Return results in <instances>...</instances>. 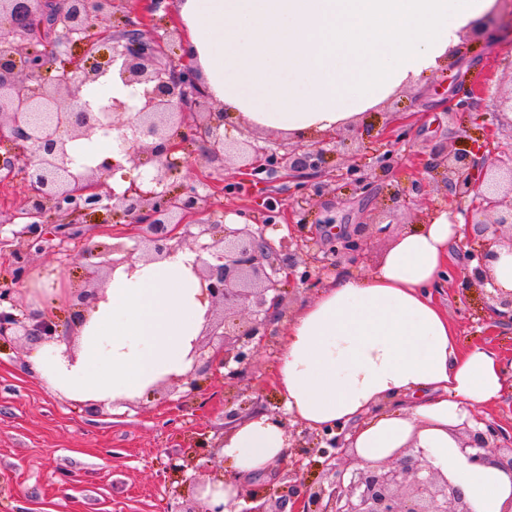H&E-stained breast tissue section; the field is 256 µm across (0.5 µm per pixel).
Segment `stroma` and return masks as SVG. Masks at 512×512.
I'll use <instances>...</instances> for the list:
<instances>
[{
	"label": "stroma",
	"instance_id": "35a3bbf8",
	"mask_svg": "<svg viewBox=\"0 0 512 512\" xmlns=\"http://www.w3.org/2000/svg\"><path fill=\"white\" fill-rule=\"evenodd\" d=\"M472 77L492 76L500 89H512V40L501 37L484 22H476L461 36L450 67L423 77L398 90L377 109L346 126V133L362 132L366 151L357 159L371 175V191L361 195L336 178L344 161L341 152H328L324 173L318 176L320 192L284 178L269 184H242L238 193L223 192L225 183L240 176L238 160L201 158L197 147L185 153L190 166L168 177L178 187L200 183L205 209L216 219L238 214L244 223L262 226L273 242L287 241L281 258L303 264L310 255H325L339 233L353 232L368 213L387 203L390 185H411L423 180L422 166L431 148L482 149L505 157L512 154V133L497 125L490 101L470 102V88L454 84L455 69ZM390 155V170L376 167L378 156ZM26 188L20 177L0 178V281L11 280L9 228L18 223ZM302 201L307 215L303 225L267 223L269 198ZM459 211L455 200L441 201L432 183L409 206L395 211L386 230L366 226L362 259L351 263L335 258L322 280L344 273L366 275L381 264L400 231L418 226L422 214L436 203ZM137 229L128 223L84 224L78 235L45 240L43 251L33 254L18 299L22 309L57 311L68 319L78 308L76 291L82 286V266L88 252L107 260L116 243L134 247ZM477 245L468 238L451 248V278L435 290V302L448 319L462 345L484 343L512 363V324L491 318L486 288L473 285L468 256ZM281 327L256 347L253 362L235 385L221 376H202L194 397H187L179 382H161L154 393L117 401L92 413L83 403L48 393L26 365V342L0 341V512H165L180 481L167 473L171 455L193 445L197 437L217 438L224 430V413L251 408L283 414V404L273 384V369ZM332 479L323 457L290 452L262 475L273 499L287 495L294 484L328 485Z\"/></svg>",
	"mask_w": 512,
	"mask_h": 512
}]
</instances>
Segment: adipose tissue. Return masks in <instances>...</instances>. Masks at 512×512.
<instances>
[{"label":"adipose tissue","instance_id":"1","mask_svg":"<svg viewBox=\"0 0 512 512\" xmlns=\"http://www.w3.org/2000/svg\"><path fill=\"white\" fill-rule=\"evenodd\" d=\"M496 0H180L178 21L202 85L229 116L304 139L345 127L437 68L461 32ZM460 215L400 233L369 276L335 277L287 321L275 383L288 415L312 429L352 426L368 465L424 449L452 473L475 512H512V473L468 464L455 430L503 395L491 349L460 348L432 292L449 276ZM197 253L118 267L85 314L74 349L37 343L29 370L52 394L81 403L141 397L187 374L210 302ZM288 451L279 417L256 413L220 453L238 476L264 474Z\"/></svg>","mask_w":512,"mask_h":512}]
</instances>
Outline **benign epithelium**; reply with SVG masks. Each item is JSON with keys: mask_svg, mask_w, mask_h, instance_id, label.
<instances>
[{"mask_svg": "<svg viewBox=\"0 0 512 512\" xmlns=\"http://www.w3.org/2000/svg\"><path fill=\"white\" fill-rule=\"evenodd\" d=\"M50 3L0 0V140L10 144L0 155V169L21 175L27 187L25 217L30 219L12 232L11 257L16 273L11 281L0 283V338L17 336L27 343L69 338L54 316L23 313L17 299V284L30 257L42 249L47 217H53L56 233L63 238L71 236L73 226L87 218L120 217L137 225L147 259L155 261L177 250L178 230L187 217L198 215L202 217L201 233L221 232L220 237L200 246L208 257L200 260L195 273L210 300L204 336L212 342L210 349L223 356H205L204 340L198 339L192 351L193 367L178 381L191 395L198 389V376L218 362L228 369L224 381L235 380L251 364L254 345L270 335L274 311H282L283 279L312 286L318 282L312 266L327 258H312L301 272L292 266L285 276L277 262L278 250L265 237L263 227L246 224L229 228L206 218L202 196L193 183L178 190L167 188L166 176L185 163L177 153L187 142L199 144L207 159L231 150L219 132L224 123L222 112L208 111L202 121L190 118L192 111L204 108L208 98L198 70L180 60L159 63L164 44L144 31L147 23L155 21L157 12L170 14L168 0H150L149 18H128L121 29L106 31L104 37L112 43V54L88 67L68 57L76 48L91 51L89 33L112 18L116 0H67L66 9L57 12L48 25L45 18ZM487 24L512 38V0L506 2L503 12L489 17ZM47 31L57 32L58 41L43 50L18 44L20 40L41 43ZM111 66L119 67L125 83L143 86L144 102L134 119L124 120L126 104L112 101L109 121L104 124L85 103L82 91ZM480 96L490 98L494 113L512 114V92L485 87ZM104 128L117 132L123 159L132 163L129 185L122 192L107 184L112 172L122 167L120 161L106 158L79 169L72 165L71 144L89 140ZM328 141L343 146L352 157L361 148L356 139L347 142L339 132L319 133L284 154L266 145H254L252 158L244 164V180L264 184L282 172L295 179L320 174L326 165L323 144ZM148 163L155 175L146 179L139 168ZM425 173L444 199L450 195L458 202L479 199L477 210L484 220L471 224L476 226L481 244L470 253L479 267L496 256L497 248H512V239L506 242L500 237L501 227L512 224V155L505 159L466 149L452 152L448 146L438 145L431 150ZM338 179L360 191L368 189V177L352 159L341 168ZM420 189L419 181L397 188L390 193V200L394 207H403ZM109 251L120 258L89 264V282H97L103 268L113 271L135 262L133 252L121 245ZM330 253L346 255L357 263L363 258L364 244L358 234L342 236ZM491 299V314L512 322V293L499 291ZM217 307L222 308L221 318L215 313ZM238 309L246 311L249 320L230 333L225 329V314ZM497 436L498 430L491 424L483 431L468 430L460 452L471 465H493L512 472V446L496 456L486 452ZM325 443L320 454L327 458L333 475L329 486L294 485L288 490L302 512L321 502L322 512H474L453 477L433 466L421 448H401L393 455L394 463L366 465L348 476L341 467L345 434L327 438ZM221 447L220 442L211 444L200 437L195 448L171 457L168 468L184 475L203 467L208 470V482L224 484L230 474L216 463ZM236 500L247 503L240 512H282L268 508L271 492L264 483L241 487Z\"/></svg>", "mask_w": 512, "mask_h": 512, "instance_id": "7a95c632", "label": "benign epithelium"}]
</instances>
